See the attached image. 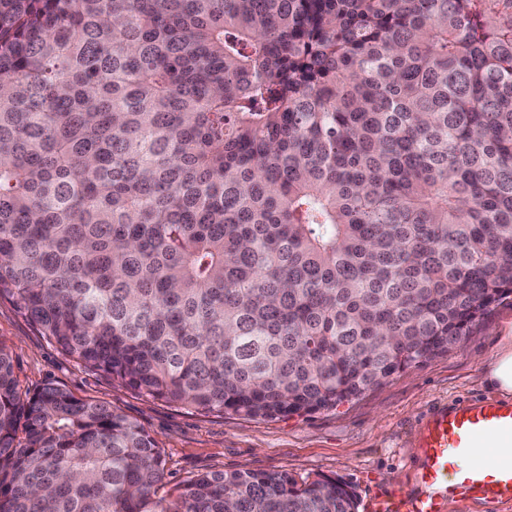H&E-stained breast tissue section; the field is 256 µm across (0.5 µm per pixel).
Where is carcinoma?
I'll list each match as a JSON object with an SVG mask.
<instances>
[{"instance_id":"cac0c4a2","label":"carcinoma","mask_w":512,"mask_h":512,"mask_svg":"<svg viewBox=\"0 0 512 512\" xmlns=\"http://www.w3.org/2000/svg\"><path fill=\"white\" fill-rule=\"evenodd\" d=\"M511 296L512 0H0V299L61 354L301 415ZM164 478L0 343V512H357L325 475Z\"/></svg>"}]
</instances>
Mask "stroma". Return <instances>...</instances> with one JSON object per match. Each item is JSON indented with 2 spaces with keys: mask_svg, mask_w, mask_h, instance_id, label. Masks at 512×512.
<instances>
[{
  "mask_svg": "<svg viewBox=\"0 0 512 512\" xmlns=\"http://www.w3.org/2000/svg\"><path fill=\"white\" fill-rule=\"evenodd\" d=\"M512 336V298L497 305L461 347L393 375L331 410L273 419L204 414L112 381L61 354L16 306L0 299V343L13 358L21 389L59 385L139 423L163 448L165 483L223 470L285 471L296 479L329 475L351 487L357 512L380 498L419 488L415 437L442 405L495 398L487 373L504 337Z\"/></svg>",
  "mask_w": 512,
  "mask_h": 512,
  "instance_id": "obj_1",
  "label": "stroma"
}]
</instances>
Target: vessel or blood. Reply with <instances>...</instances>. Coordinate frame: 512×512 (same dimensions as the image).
Instances as JSON below:
<instances>
[{
	"instance_id": "b4317fda",
	"label": "vessel or blood",
	"mask_w": 512,
	"mask_h": 512,
	"mask_svg": "<svg viewBox=\"0 0 512 512\" xmlns=\"http://www.w3.org/2000/svg\"><path fill=\"white\" fill-rule=\"evenodd\" d=\"M493 435L512 438V403L493 400L441 407L426 421L417 441L420 452V483L459 491L488 501H512V461L489 465L475 462L458 465L479 441ZM378 512H437L430 496L393 493L377 505Z\"/></svg>"
}]
</instances>
